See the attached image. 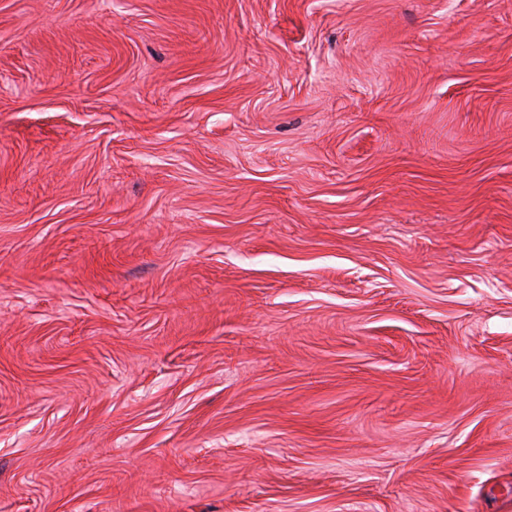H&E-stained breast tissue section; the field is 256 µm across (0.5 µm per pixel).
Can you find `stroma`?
<instances>
[{
	"label": "stroma",
	"instance_id": "1",
	"mask_svg": "<svg viewBox=\"0 0 512 512\" xmlns=\"http://www.w3.org/2000/svg\"><path fill=\"white\" fill-rule=\"evenodd\" d=\"M0 512H512V0H0Z\"/></svg>",
	"mask_w": 512,
	"mask_h": 512
}]
</instances>
